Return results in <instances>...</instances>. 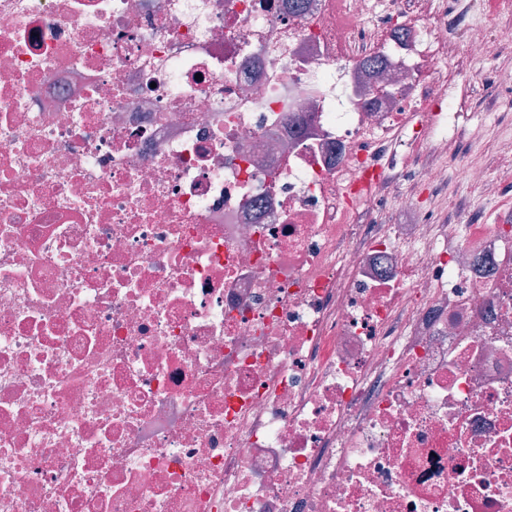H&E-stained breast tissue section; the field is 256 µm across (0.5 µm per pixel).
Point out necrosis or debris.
Instances as JSON below:
<instances>
[{
	"label": "necrosis or debris",
	"instance_id": "necrosis-or-debris-1",
	"mask_svg": "<svg viewBox=\"0 0 512 512\" xmlns=\"http://www.w3.org/2000/svg\"><path fill=\"white\" fill-rule=\"evenodd\" d=\"M499 3L0 0V512H512ZM503 135V127L492 120L475 116L467 125L464 136L467 141L466 157L473 160L479 157L482 145L493 139H500Z\"/></svg>",
	"mask_w": 512,
	"mask_h": 512
}]
</instances>
